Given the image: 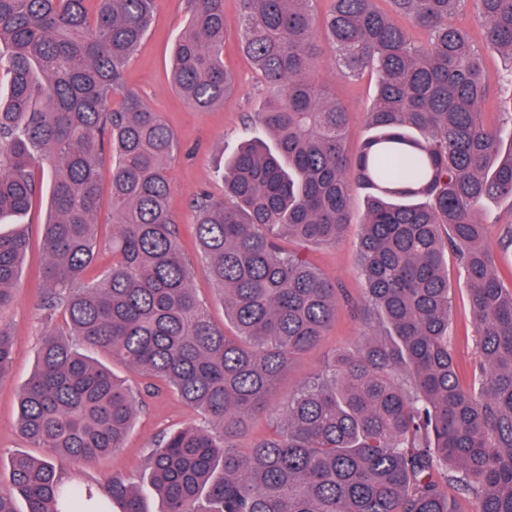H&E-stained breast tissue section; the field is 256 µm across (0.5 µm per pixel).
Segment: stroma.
I'll list each match as a JSON object with an SVG mask.
<instances>
[{"instance_id": "35a3bbf8", "label": "stroma", "mask_w": 512, "mask_h": 512, "mask_svg": "<svg viewBox=\"0 0 512 512\" xmlns=\"http://www.w3.org/2000/svg\"><path fill=\"white\" fill-rule=\"evenodd\" d=\"M224 16L227 27L224 63L233 70L237 87L223 106L207 112L198 111L182 99L169 81L172 44L187 19L183 0H158L149 30L125 72L126 88L139 94L176 135L179 149L169 169L173 185L169 207L179 222L181 248L193 271L196 293L219 323L224 320V305L203 273L202 257L191 229L190 203L204 191L218 198L223 196L224 184L214 178L215 168L223 164L225 155L231 153L246 135H262L261 127H247L243 121L246 116L262 111L275 94L237 50L241 22L239 0H224ZM482 54L492 87V94L484 106V120L487 126L495 128L505 121L508 109L512 108V87L501 81L505 71L503 58L488 47L483 48ZM315 76L346 109L348 151L357 154L371 134L367 113L375 89L374 79L366 76L355 82L346 80L338 76L334 65L328 62L317 67ZM367 195V189H358L352 203L353 222L336 244L311 245L304 250L307 259L335 282L344 305L339 308L335 325L320 345L296 361L282 377L275 402H283L289 392L323 370L335 350L356 344L373 330L363 315L350 309L351 304L361 303L364 295V285L356 268V248L359 220ZM47 211V202L40 201L21 218L30 248L8 314V326L14 340L11 374L6 381L0 382V490L5 492L12 489L8 469L11 455L28 448L15 428L17 398L36 363L40 337L45 330L37 308V271L42 263L41 240ZM448 284L454 291L451 348L461 375L466 376L475 360L474 322L462 289V270L453 258L448 261ZM195 419V414L175 395L160 391L145 398L123 448L97 463L71 465L69 472L72 477L89 483L103 481L111 474L141 481L156 436Z\"/></svg>"}]
</instances>
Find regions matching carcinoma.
Returning <instances> with one entry per match:
<instances>
[{"mask_svg": "<svg viewBox=\"0 0 512 512\" xmlns=\"http://www.w3.org/2000/svg\"><path fill=\"white\" fill-rule=\"evenodd\" d=\"M476 2L479 36L455 21ZM0 0V222L49 187L38 308L49 326L18 398L16 429L43 455L11 456L0 512H150L137 484L71 479L68 461L123 447L143 396L164 385L204 423L160 435L145 480L160 512H512V284L495 262L478 205L512 199V118L485 125L491 93L477 41L507 61L512 0H240L238 49L279 89L257 121L271 142L224 162V197L192 200L204 274L224 322L198 299L168 207L173 131L124 74L157 0ZM171 83L207 111L236 88L224 67V0H184ZM425 33L414 39L396 17ZM329 58L348 80L376 78L353 157L348 114L314 79ZM111 160L112 263L100 244L102 168ZM359 186L361 314L379 320L329 367L269 406L282 374L336 322L339 289L285 242L333 245ZM29 246L0 229V382L10 374L7 317ZM464 273L476 363L460 381L451 352L445 254ZM64 327L50 326L56 315ZM118 364L128 375L115 373ZM401 374L400 383L395 375ZM271 413L246 451L237 441Z\"/></svg>", "mask_w": 512, "mask_h": 512, "instance_id": "cac0c4a2", "label": "carcinoma"}]
</instances>
